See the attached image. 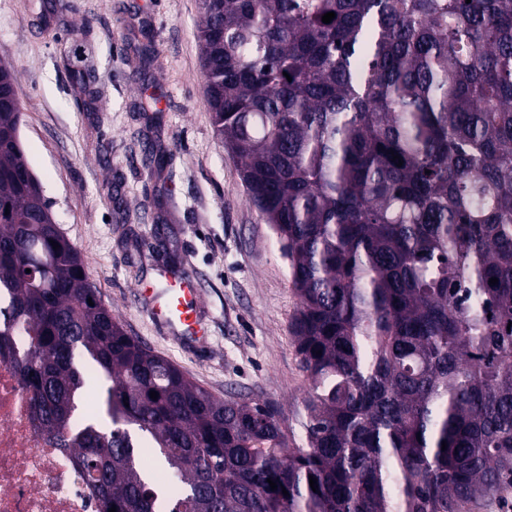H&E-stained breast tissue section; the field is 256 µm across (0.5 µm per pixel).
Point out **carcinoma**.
<instances>
[{
    "label": "carcinoma",
    "mask_w": 512,
    "mask_h": 512,
    "mask_svg": "<svg viewBox=\"0 0 512 512\" xmlns=\"http://www.w3.org/2000/svg\"><path fill=\"white\" fill-rule=\"evenodd\" d=\"M198 39L216 135L299 298L305 437L125 332L7 102L0 351L28 336L44 427L102 512H483L512 488V0H202ZM14 78L1 62L6 99ZM81 352L109 428L75 415Z\"/></svg>",
    "instance_id": "carcinoma-1"
}]
</instances>
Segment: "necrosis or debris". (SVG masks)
<instances>
[{
  "instance_id": "1",
  "label": "necrosis or debris",
  "mask_w": 512,
  "mask_h": 512,
  "mask_svg": "<svg viewBox=\"0 0 512 512\" xmlns=\"http://www.w3.org/2000/svg\"><path fill=\"white\" fill-rule=\"evenodd\" d=\"M26 344L13 336L11 353L0 356V512H100L75 450L46 433L21 383L17 361Z\"/></svg>"
}]
</instances>
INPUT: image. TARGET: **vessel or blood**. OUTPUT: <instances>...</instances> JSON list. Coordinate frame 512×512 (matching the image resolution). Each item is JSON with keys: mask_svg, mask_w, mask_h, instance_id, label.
<instances>
[{"mask_svg": "<svg viewBox=\"0 0 512 512\" xmlns=\"http://www.w3.org/2000/svg\"><path fill=\"white\" fill-rule=\"evenodd\" d=\"M146 301L151 318L180 331L181 340L202 347L208 341V331L199 316L200 294L192 274H182L170 288L155 291L144 285L138 290Z\"/></svg>", "mask_w": 512, "mask_h": 512, "instance_id": "1", "label": "vessel or blood"}]
</instances>
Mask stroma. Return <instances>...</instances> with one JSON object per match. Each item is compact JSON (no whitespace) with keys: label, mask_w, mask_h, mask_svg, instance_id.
<instances>
[{"label":"stroma","mask_w":512,"mask_h":512,"mask_svg":"<svg viewBox=\"0 0 512 512\" xmlns=\"http://www.w3.org/2000/svg\"><path fill=\"white\" fill-rule=\"evenodd\" d=\"M199 17L200 0H0V61L15 70L29 166L127 334L216 397L277 406L299 439V300L215 133ZM166 269L194 276L207 348L137 301Z\"/></svg>","instance_id":"stroma-1"}]
</instances>
